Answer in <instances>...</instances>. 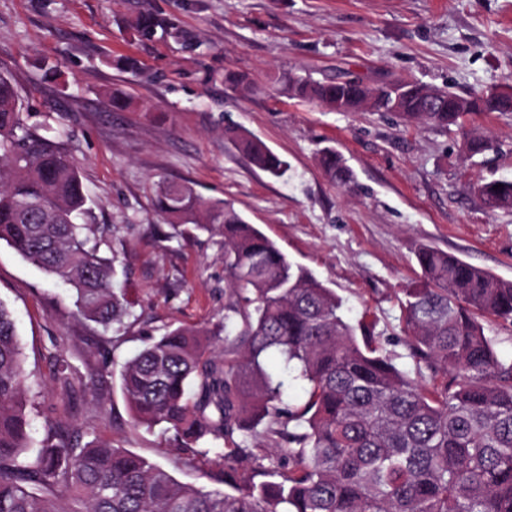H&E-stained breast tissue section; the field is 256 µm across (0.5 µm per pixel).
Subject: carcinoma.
I'll return each instance as SVG.
<instances>
[{
	"instance_id": "cac0c4a2",
	"label": "carcinoma",
	"mask_w": 512,
	"mask_h": 512,
	"mask_svg": "<svg viewBox=\"0 0 512 512\" xmlns=\"http://www.w3.org/2000/svg\"><path fill=\"white\" fill-rule=\"evenodd\" d=\"M142 37H177L170 22L142 14ZM296 97L339 112H397L449 128L461 125L459 95L399 83V103L357 77L295 76ZM471 111L512 113V95L480 91ZM257 169L282 176L288 162L260 139L227 128ZM470 156L492 148L463 134ZM327 178L352 173L333 149L320 152ZM499 189H494V186ZM478 192L491 210L512 211V182ZM86 194L75 165L21 117L19 96L0 74V241L67 284L75 314L107 334L132 315L113 288L114 259L103 231L84 224ZM157 210L190 237L224 238L230 288L224 346L205 330L179 325L149 338L120 369L134 424L163 426L178 449L224 461V491L178 481L164 466L80 429L51 424L35 454L16 321L0 302V512H512V363H504L479 317L512 325V280L423 244L424 279L405 289L403 319L417 375L381 354L369 326L352 324L342 301L312 272L224 200L189 184L161 181ZM280 358L279 373L265 358ZM304 382L305 400L285 406V377ZM56 379L74 395L89 382L63 360Z\"/></svg>"
}]
</instances>
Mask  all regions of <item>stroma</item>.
I'll return each mask as SVG.
<instances>
[{"mask_svg":"<svg viewBox=\"0 0 512 512\" xmlns=\"http://www.w3.org/2000/svg\"><path fill=\"white\" fill-rule=\"evenodd\" d=\"M142 13L175 23L183 39L140 37L130 23ZM0 73L27 126L59 142L79 170L88 221L111 226L100 250L114 257V285L133 304L103 361L98 331L75 317L67 286L0 242V300L17 320L34 441L47 421L66 420L180 482L224 488L220 460L181 454L162 427L133 426L121 392L120 363L168 325L204 328L224 344V240L183 241L156 211L159 181L231 202L334 289L345 317L367 321L379 349L410 373L400 298L421 279L420 244L512 280V212L489 210L476 191L512 181V116L468 113L444 129L390 112L332 111L284 83L350 73L372 86L512 90V0H0ZM231 74L254 91L243 94ZM115 90L128 109L109 107ZM228 126L286 158L287 172L251 167ZM466 130L486 133L492 150L467 157ZM325 147L352 169L348 185L325 176ZM60 358L95 375L94 390L67 394L53 376Z\"/></svg>","mask_w":512,"mask_h":512,"instance_id":"35a3bbf8","label":"stroma"}]
</instances>
